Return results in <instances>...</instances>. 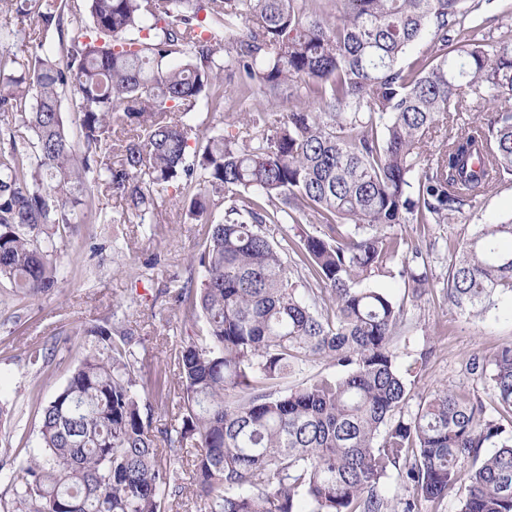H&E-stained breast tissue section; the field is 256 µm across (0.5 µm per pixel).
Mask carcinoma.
<instances>
[{"label":"carcinoma","mask_w":512,"mask_h":512,"mask_svg":"<svg viewBox=\"0 0 512 512\" xmlns=\"http://www.w3.org/2000/svg\"><path fill=\"white\" fill-rule=\"evenodd\" d=\"M480 0H8L0 19V284L58 287L78 225L154 224L172 191L201 226L174 302L205 335L174 356L178 424L153 427L123 322L89 330L10 465L0 512H512V342L467 367L497 418L447 388L401 415L406 305L431 285L406 224H448L512 179V41ZM424 42L404 64L407 49ZM245 108L201 136L190 115ZM291 106L271 119L269 106ZM78 115L74 136L63 109ZM243 124L251 133L234 131ZM116 196L121 209L100 206ZM224 208L217 219L213 211ZM317 224L292 238L285 224ZM512 217L454 250L442 291L481 316L512 298ZM311 359L336 368L288 389ZM496 451L464 469L479 448ZM396 478L402 509L382 491Z\"/></svg>","instance_id":"obj_1"}]
</instances>
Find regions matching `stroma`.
I'll return each instance as SVG.
<instances>
[{
  "mask_svg": "<svg viewBox=\"0 0 512 512\" xmlns=\"http://www.w3.org/2000/svg\"><path fill=\"white\" fill-rule=\"evenodd\" d=\"M156 223L82 225L62 253L58 288L20 300L0 286V455L26 453L38 445L39 410L67 382L80 358L79 329L105 317L122 319L134 338L141 374L171 392L152 398L153 424L169 425L177 411L178 377L173 357L184 337L195 335L192 318L175 305L176 281L199 277V227L169 193L155 199ZM512 217V183L507 182L464 209L448 224H408L404 234L429 249L430 265L443 275L455 247L483 224ZM512 342V300L504 299L483 317L471 319L454 309L441 289L408 305L401 341V366L411 369L414 411L422 395L447 387L492 406L487 384L469 374L470 356L492 353ZM55 348L44 367L28 362L35 348Z\"/></svg>",
  "mask_w": 512,
  "mask_h": 512,
  "instance_id": "obj_1",
  "label": "stroma"
}]
</instances>
